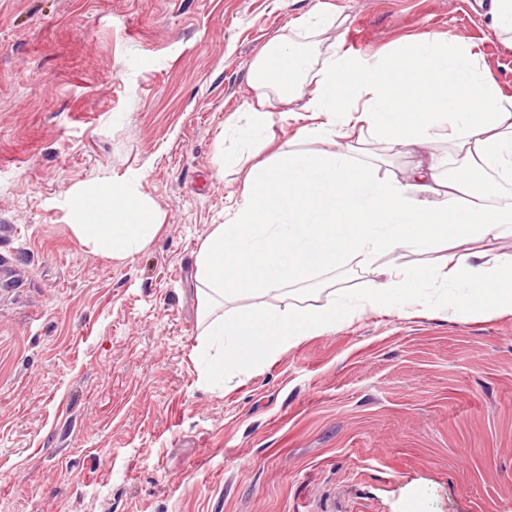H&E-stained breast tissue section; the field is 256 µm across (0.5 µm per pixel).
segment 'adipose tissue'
Here are the masks:
<instances>
[{
  "label": "adipose tissue",
  "instance_id": "1",
  "mask_svg": "<svg viewBox=\"0 0 512 512\" xmlns=\"http://www.w3.org/2000/svg\"><path fill=\"white\" fill-rule=\"evenodd\" d=\"M337 21L309 13L270 41L249 66L244 124L224 127L235 148L249 149L266 139L280 103L277 117L294 128L291 147L248 170L241 202L196 255L199 345L218 348L225 370L251 369L367 310L512 311V203L494 202L512 185V97L474 43L449 35L379 57L304 47ZM369 142L430 154L397 178L382 174V152L356 156ZM69 206L73 234L109 258L143 250L161 228L156 206L113 182L72 195ZM443 248L441 268L397 261ZM381 255L391 258L385 280L358 296L340 288L318 305L286 300L287 286ZM254 296L261 303L251 312L225 313Z\"/></svg>",
  "mask_w": 512,
  "mask_h": 512
}]
</instances>
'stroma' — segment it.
Segmentation results:
<instances>
[{
	"label": "stroma",
	"instance_id": "stroma-1",
	"mask_svg": "<svg viewBox=\"0 0 512 512\" xmlns=\"http://www.w3.org/2000/svg\"><path fill=\"white\" fill-rule=\"evenodd\" d=\"M324 8L339 52L449 32L512 95L476 0H0V512H512V313L368 310L220 390L196 349L199 244L273 153L221 168L217 139L254 56ZM112 180L162 213L125 259L69 227Z\"/></svg>",
	"mask_w": 512,
	"mask_h": 512
}]
</instances>
